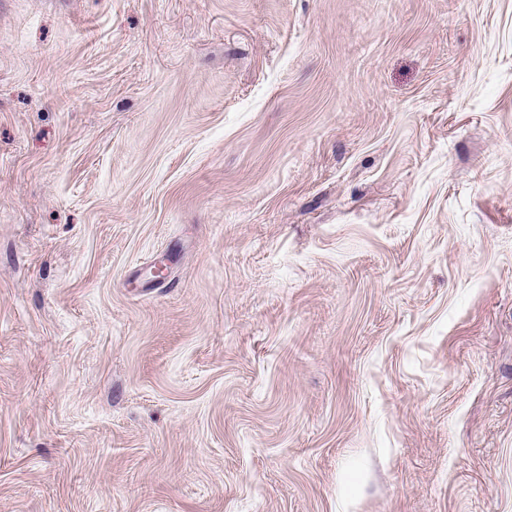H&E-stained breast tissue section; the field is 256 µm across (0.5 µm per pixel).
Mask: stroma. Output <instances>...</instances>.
Returning a JSON list of instances; mask_svg holds the SVG:
<instances>
[{
    "mask_svg": "<svg viewBox=\"0 0 512 512\" xmlns=\"http://www.w3.org/2000/svg\"><path fill=\"white\" fill-rule=\"evenodd\" d=\"M0 512H512V0H0Z\"/></svg>",
    "mask_w": 512,
    "mask_h": 512,
    "instance_id": "obj_1",
    "label": "stroma"
}]
</instances>
